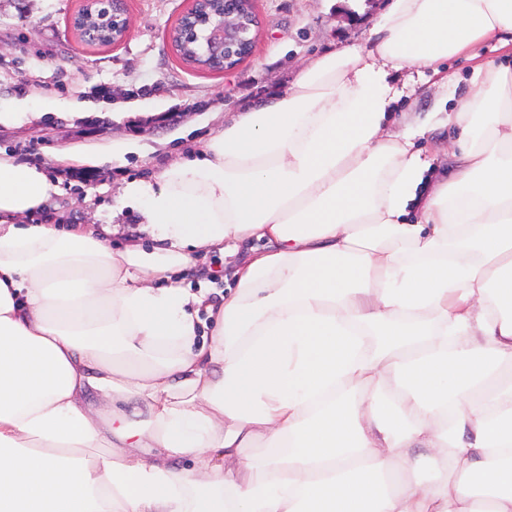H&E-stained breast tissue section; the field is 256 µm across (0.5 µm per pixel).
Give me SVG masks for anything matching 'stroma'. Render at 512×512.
Returning <instances> with one entry per match:
<instances>
[{"label": "stroma", "instance_id": "obj_1", "mask_svg": "<svg viewBox=\"0 0 512 512\" xmlns=\"http://www.w3.org/2000/svg\"><path fill=\"white\" fill-rule=\"evenodd\" d=\"M387 0H253L258 19L251 56L234 68L211 71L186 63L165 39L191 0H129L127 38L90 46L70 29L82 0H0V105L31 98L40 122L0 125V151L34 164L59 183L51 211L71 224L109 227L120 249L149 242L140 211L123 205L122 188L135 178L159 176L200 146L209 131L272 92H287L320 55L367 44ZM484 48L479 59L449 62V80L414 71L395 74L402 89L395 131L430 116L431 129L416 144L434 177L450 166L455 133L443 125V103L469 93L476 63L504 61ZM224 255L207 248L186 274L208 301L222 302Z\"/></svg>", "mask_w": 512, "mask_h": 512}]
</instances>
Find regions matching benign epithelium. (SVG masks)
<instances>
[{
	"label": "benign epithelium",
	"instance_id": "obj_1",
	"mask_svg": "<svg viewBox=\"0 0 512 512\" xmlns=\"http://www.w3.org/2000/svg\"><path fill=\"white\" fill-rule=\"evenodd\" d=\"M201 2L192 0L179 27L168 30L166 38L223 71L252 52V30L257 26L252 0H220L219 7L210 12L198 7ZM71 27L78 34L92 31L98 45L103 44V30H112V42L120 41L131 28L127 0H83L82 8L71 19Z\"/></svg>",
	"mask_w": 512,
	"mask_h": 512
}]
</instances>
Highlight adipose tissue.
<instances>
[{"mask_svg":"<svg viewBox=\"0 0 512 512\" xmlns=\"http://www.w3.org/2000/svg\"><path fill=\"white\" fill-rule=\"evenodd\" d=\"M371 33L127 181L150 251L0 155V512H512V65L473 70L425 196L385 131L392 73L511 45L512 0H390ZM211 246L243 257L219 305L173 278Z\"/></svg>","mask_w":512,"mask_h":512,"instance_id":"adipose-tissue-1","label":"adipose tissue"}]
</instances>
